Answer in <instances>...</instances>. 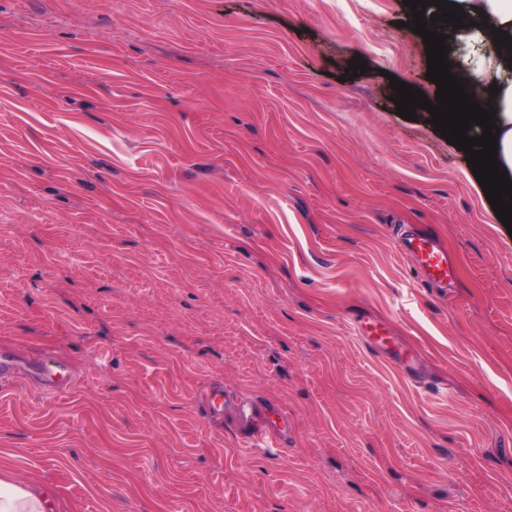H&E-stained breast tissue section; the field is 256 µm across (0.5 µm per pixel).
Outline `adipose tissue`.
<instances>
[{"label":"adipose tissue","mask_w":512,"mask_h":512,"mask_svg":"<svg viewBox=\"0 0 512 512\" xmlns=\"http://www.w3.org/2000/svg\"><path fill=\"white\" fill-rule=\"evenodd\" d=\"M463 8L469 25L458 32L459 37H476L486 46V52L468 69L459 72L460 82L476 100L490 102L496 111L499 129L497 158L500 166L512 175V70L506 60L511 53L498 50L493 29L512 35V0H455ZM486 17V25H479V17ZM497 94H490V87ZM52 489L38 482L23 480L0 469V512H55Z\"/></svg>","instance_id":"1"}]
</instances>
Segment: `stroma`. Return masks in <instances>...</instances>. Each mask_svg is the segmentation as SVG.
Segmentation results:
<instances>
[{
	"instance_id": "1",
	"label": "stroma",
	"mask_w": 512,
	"mask_h": 512,
	"mask_svg": "<svg viewBox=\"0 0 512 512\" xmlns=\"http://www.w3.org/2000/svg\"><path fill=\"white\" fill-rule=\"evenodd\" d=\"M412 20L0 0V352L73 378L0 380V467L59 512H512V235L396 113L391 79L436 97ZM212 383L281 409L273 447L209 415ZM397 243L399 249L411 257L430 280L448 284V280L456 278L457 269L448 250L431 232L419 229L402 235Z\"/></svg>"
}]
</instances>
